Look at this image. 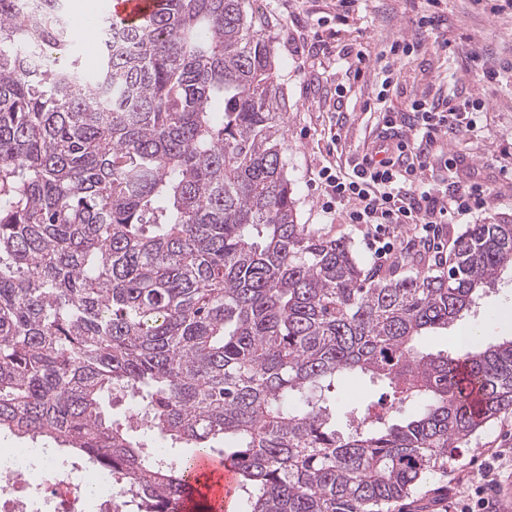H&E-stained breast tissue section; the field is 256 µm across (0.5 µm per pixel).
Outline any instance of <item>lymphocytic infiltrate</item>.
Here are the masks:
<instances>
[{
    "label": "lymphocytic infiltrate",
    "mask_w": 512,
    "mask_h": 512,
    "mask_svg": "<svg viewBox=\"0 0 512 512\" xmlns=\"http://www.w3.org/2000/svg\"><path fill=\"white\" fill-rule=\"evenodd\" d=\"M485 109L484 95L459 93L436 104L415 99L406 113H385L377 149L365 153L352 173L332 166L318 169L322 212L340 209L348 223L371 227L381 256L394 249L386 233L390 224L413 225L424 243H431L436 225L456 223L484 208L493 196L489 186L471 182L444 200L416 184L438 140L474 130Z\"/></svg>",
    "instance_id": "f902f5d3"
}]
</instances>
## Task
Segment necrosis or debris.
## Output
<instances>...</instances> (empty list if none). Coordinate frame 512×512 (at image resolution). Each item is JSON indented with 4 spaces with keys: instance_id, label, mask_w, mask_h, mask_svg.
Here are the masks:
<instances>
[{
    "instance_id": "necrosis-or-debris-1",
    "label": "necrosis or debris",
    "mask_w": 512,
    "mask_h": 512,
    "mask_svg": "<svg viewBox=\"0 0 512 512\" xmlns=\"http://www.w3.org/2000/svg\"><path fill=\"white\" fill-rule=\"evenodd\" d=\"M112 476L43 448L0 452V512H131Z\"/></svg>"
}]
</instances>
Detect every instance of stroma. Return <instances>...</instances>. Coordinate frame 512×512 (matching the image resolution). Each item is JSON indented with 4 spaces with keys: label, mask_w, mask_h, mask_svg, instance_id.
I'll return each instance as SVG.
<instances>
[{
    "label": "stroma",
    "mask_w": 512,
    "mask_h": 512,
    "mask_svg": "<svg viewBox=\"0 0 512 512\" xmlns=\"http://www.w3.org/2000/svg\"><path fill=\"white\" fill-rule=\"evenodd\" d=\"M249 7L269 15L274 26L279 80L288 98L283 158L297 200L300 223L318 234L350 243L365 267H388L407 261L420 269L432 264L433 254L418 243L409 226H401L392 255L377 257L363 226L346 223L343 213L321 212L318 168L334 162L351 167L370 149L385 112H406L410 100H442L449 86L474 90L483 68H497L512 61V14L491 15L475 9L471 0H359L347 19L336 20V0H249ZM438 13L441 29L411 55L398 60L405 81L379 99L380 85L372 75L356 77V60L349 47L361 48L376 60L396 37L411 31L415 20ZM490 108L476 131L442 143L434 152L432 167L423 175V190L442 196L459 183L489 185L494 197L469 223L495 224L512 221V178L500 172L505 153H512V91L488 88ZM457 161L455 171L443 164L447 156ZM478 334L481 345L512 336V273H505L485 290L477 308L446 329L422 336L424 350L453 353L464 332ZM338 398L359 408L394 405L396 415L407 418L416 407L393 404L385 388L357 375L338 384ZM512 448V412L501 414L470 444L454 452L448 471L427 481L418 501H405L401 512H444L455 495L473 492L472 476L500 449Z\"/></svg>",
    "instance_id": "obj_1"
}]
</instances>
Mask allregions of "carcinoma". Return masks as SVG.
I'll use <instances>...</instances> for the list:
<instances>
[{
  "mask_svg": "<svg viewBox=\"0 0 512 512\" xmlns=\"http://www.w3.org/2000/svg\"><path fill=\"white\" fill-rule=\"evenodd\" d=\"M272 28L245 0H159L104 20L89 80L53 55L64 0H0V432L95 462L140 512L198 492L148 433L230 462L245 512H395L512 409V338L417 347L512 270V222L407 274L299 223ZM349 373L416 415L348 406L337 429L316 391ZM156 3V0H116L110 16L117 24H136L154 11Z\"/></svg>",
  "mask_w": 512,
  "mask_h": 512,
  "instance_id": "obj_1",
  "label": "carcinoma"
}]
</instances>
